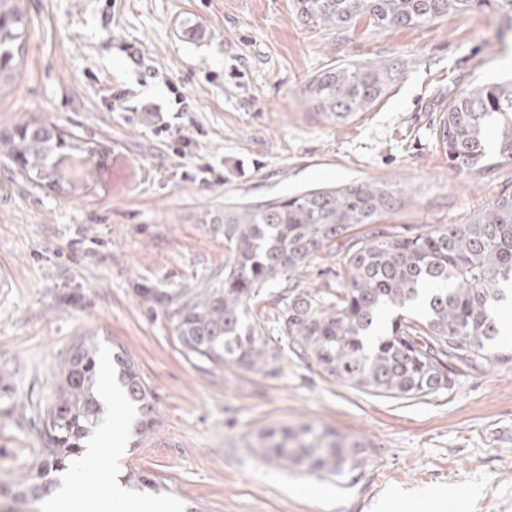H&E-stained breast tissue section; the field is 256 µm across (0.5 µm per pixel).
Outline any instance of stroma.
<instances>
[{"instance_id": "stroma-1", "label": "stroma", "mask_w": 512, "mask_h": 512, "mask_svg": "<svg viewBox=\"0 0 512 512\" xmlns=\"http://www.w3.org/2000/svg\"><path fill=\"white\" fill-rule=\"evenodd\" d=\"M21 72L0 88V133L49 121L107 154L77 196L35 187L0 156V484L41 459L40 418L81 335L120 345L146 381L154 426L104 480L147 475L180 512H371L379 498L453 497L449 512H512V347L421 398L348 387L289 352L274 327L281 274L254 315L276 375L190 353L138 290L198 288L234 257L213 218L234 203L354 181L403 190L378 228L463 224L512 165L460 177L436 137L449 101L512 82V33L488 12L412 28L360 18L304 25L291 0H21ZM394 63L363 117L338 123L302 91L340 64ZM313 423L363 441L354 478L267 462L259 431Z\"/></svg>"}]
</instances>
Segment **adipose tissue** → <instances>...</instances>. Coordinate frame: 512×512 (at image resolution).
I'll use <instances>...</instances> for the list:
<instances>
[{"instance_id":"adipose-tissue-1","label":"adipose tissue","mask_w":512,"mask_h":512,"mask_svg":"<svg viewBox=\"0 0 512 512\" xmlns=\"http://www.w3.org/2000/svg\"><path fill=\"white\" fill-rule=\"evenodd\" d=\"M101 393L119 415V424L104 423L88 438L79 457L58 473L52 496L38 502L39 512H178L177 503L133 495L116 481L99 486L102 470L119 465L131 423L111 376H103Z\"/></svg>"}]
</instances>
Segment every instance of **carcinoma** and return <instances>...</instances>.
Wrapping results in <instances>:
<instances>
[{
  "instance_id": "cac0c4a2",
  "label": "carcinoma",
  "mask_w": 512,
  "mask_h": 512,
  "mask_svg": "<svg viewBox=\"0 0 512 512\" xmlns=\"http://www.w3.org/2000/svg\"><path fill=\"white\" fill-rule=\"evenodd\" d=\"M19 0H0V86L13 79L26 42L27 20ZM299 18L336 29L366 17L379 27H412L475 10L501 16L512 32V0H294ZM393 68L342 64L313 77L303 89L311 107L338 123L364 115L380 98ZM494 130L496 161L487 135ZM438 138L448 166L462 175L484 174L512 164V85L487 84L453 99L442 114ZM98 149L51 122H26L0 137V155L17 164L38 187L69 195L80 188L64 180L61 159L84 167L80 180L98 174ZM398 190L356 182L317 188L260 203L224 208L216 218L233 244L224 279L204 288L168 293L140 288L150 310L160 308L180 343L220 367L274 374L278 353L252 315L266 284L293 274L340 238L349 247L336 283L311 290L293 286L278 312L281 337L303 362L343 385L395 398L451 390L458 378L499 359L493 353L502 328L498 303L512 283V190L467 224L367 230L394 211ZM420 304L421 314L404 311ZM391 313L390 326L379 330ZM98 345L80 336L58 366L52 400L41 417L43 458L23 480L0 489V512H25L51 495V474L82 452V441L103 420L98 394ZM126 399L143 410L139 434L153 426L150 391L126 354L114 355ZM265 459L339 478L363 468L365 445L313 424L266 428L259 434Z\"/></svg>"
}]
</instances>
